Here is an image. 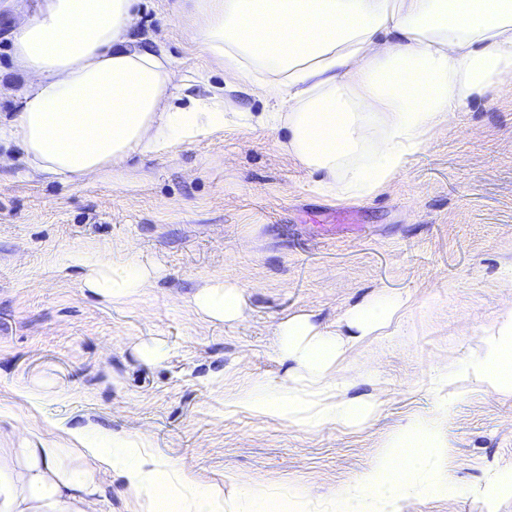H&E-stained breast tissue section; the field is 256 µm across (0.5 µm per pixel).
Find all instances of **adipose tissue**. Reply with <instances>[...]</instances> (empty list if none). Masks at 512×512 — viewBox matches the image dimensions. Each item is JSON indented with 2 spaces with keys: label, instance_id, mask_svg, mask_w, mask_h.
I'll list each match as a JSON object with an SVG mask.
<instances>
[{
  "label": "adipose tissue",
  "instance_id": "obj_1",
  "mask_svg": "<svg viewBox=\"0 0 512 512\" xmlns=\"http://www.w3.org/2000/svg\"><path fill=\"white\" fill-rule=\"evenodd\" d=\"M139 0H41L17 27L12 62L21 104L0 123V144L22 152L26 178L128 186L133 156L160 157L224 128L269 131L337 200L380 193L473 99L512 87V0H189L200 50L235 89L273 102L228 112L221 92L184 98L188 82L163 47L136 46ZM83 290L113 305L152 287L156 270L100 249L73 255ZM215 321L244 319L237 286L213 279L192 297ZM405 299L354 312L348 337L319 334L309 316L282 321L276 351L296 373L271 387L225 396L227 406L303 425L360 427L376 402H340L347 352L386 335ZM473 371L512 394V309L500 313ZM100 448L0 447V512H97L104 469L121 472L134 512H223L224 486L191 468L157 463L146 436L113 435ZM440 419L399 428L359 483L337 489L346 512H399L419 472L446 457Z\"/></svg>",
  "mask_w": 512,
  "mask_h": 512
}]
</instances>
